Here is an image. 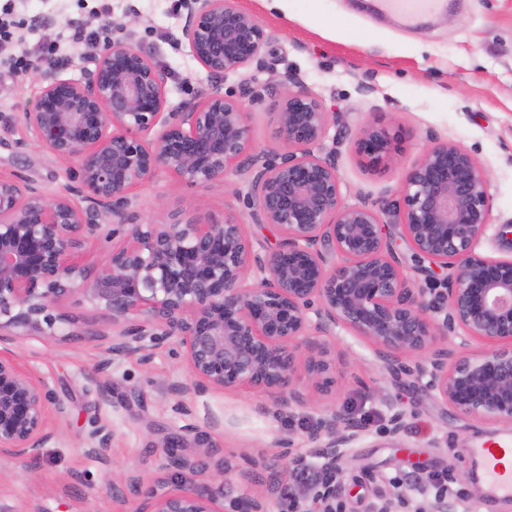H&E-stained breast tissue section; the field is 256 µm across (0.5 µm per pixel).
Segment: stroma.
<instances>
[{"label":"stroma","instance_id":"35a3bbf8","mask_svg":"<svg viewBox=\"0 0 512 512\" xmlns=\"http://www.w3.org/2000/svg\"><path fill=\"white\" fill-rule=\"evenodd\" d=\"M262 24L269 41L261 57L238 72L211 75L193 58L180 32L183 13L172 0H112V38L143 50L168 81V106L177 108L219 84L240 100L250 152L280 155L288 150L273 110L272 90L292 76L311 90L328 114L326 150L331 151L348 203L380 206L396 199L402 178L429 147L451 141L468 149L486 172L492 221H512V0H448L444 13L409 24L373 11L367 0H237ZM349 19V30L337 22ZM68 62L53 72L80 78L94 55L66 47ZM47 66L17 78L0 76V175L20 177L53 194L70 185L71 161L39 147L26 130L29 109L48 76ZM384 126L395 134V162L373 167L357 148L364 127ZM239 177L189 184L160 175L134 193L136 222H165L171 215L201 221L234 213L252 239L276 245L274 227L253 217ZM63 314L53 333L22 336L12 350L42 377L63 404L53 414L54 438L34 461L0 460V512H113L112 483L137 475L140 488H126L129 500L156 486L167 462L163 437L195 428L207 433L230 470L224 482V512H247L245 488H279L271 512H283L285 490L294 485L289 460L324 468L320 449L307 431L334 408L350 414L364 433L336 476L346 488L344 512H375L382 503L425 499L432 476L461 492L458 512H512V496L487 497L479 483L460 473L474 469L470 450L482 438L512 435V426L463 417L436 400L424 382L390 374L365 340L346 335L336 344L338 386L330 396L308 391L307 400L287 412L262 392L240 387L178 402L173 384L188 373L169 347H159L149 365L108 352L100 332L112 329V315L82 293L56 308ZM402 412L398 439L382 427ZM109 435L107 457L92 455L100 435ZM400 478L392 486V478Z\"/></svg>","mask_w":512,"mask_h":512}]
</instances>
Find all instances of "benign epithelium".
Instances as JSON below:
<instances>
[{
  "instance_id": "7a95c632",
  "label": "benign epithelium",
  "mask_w": 512,
  "mask_h": 512,
  "mask_svg": "<svg viewBox=\"0 0 512 512\" xmlns=\"http://www.w3.org/2000/svg\"><path fill=\"white\" fill-rule=\"evenodd\" d=\"M182 34L208 72H236L267 41L261 23L236 0H193ZM286 77L275 93V120L292 151L266 160L247 181L262 224L283 234L276 249L249 239L234 217L199 223L178 215L133 224L130 195L163 173L190 183L224 181L247 171L248 135L241 104L213 86L167 111V73L142 50L109 44L81 78L53 76L23 113L35 142L77 162L78 186L45 195L19 177L0 176V458L33 460L54 436L43 380L7 344L43 334L62 316L52 309L83 287L112 313V354L151 362L163 345L182 356L188 379L172 388L184 399L246 386L281 411L304 402L297 364L322 394L336 387L331 348L345 334L373 346L393 374L427 379L435 396L461 416L512 425V258L476 252L492 224L486 173L465 148L445 142L405 173L399 199L382 207L343 201L336 166L321 154L328 116L318 98ZM358 149L373 164L394 161V137L362 131ZM87 202L82 206L76 198ZM112 225L126 234L104 264L81 261L85 246ZM394 227L414 255L448 271L447 288L429 299L408 287L390 252ZM489 348L474 354L433 347L448 335ZM364 426L330 409L308 441L322 449L329 476L324 498L344 492L331 477ZM169 465L199 484L134 502L112 483L116 512H224L225 460L198 434L162 440Z\"/></svg>"
}]
</instances>
